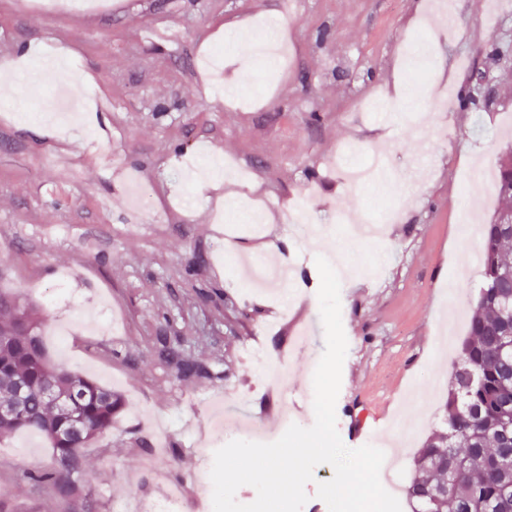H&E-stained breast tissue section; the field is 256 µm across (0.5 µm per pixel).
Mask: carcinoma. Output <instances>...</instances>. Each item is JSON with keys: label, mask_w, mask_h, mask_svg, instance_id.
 I'll return each mask as SVG.
<instances>
[{"label": "carcinoma", "mask_w": 512, "mask_h": 512, "mask_svg": "<svg viewBox=\"0 0 512 512\" xmlns=\"http://www.w3.org/2000/svg\"><path fill=\"white\" fill-rule=\"evenodd\" d=\"M498 199L512 202V160L502 156L494 182ZM483 284L462 343L459 365L448 382L446 428L430 435L413 456L406 489L413 512H512V299L498 293V274L512 269V224L482 225L478 257ZM45 313L0 292V403L21 400V414L0 419V434L29 431L44 436L53 453L25 472L36 485L60 496L76 495L74 475L89 447L122 408L120 395L88 376L49 362L42 341ZM159 355L184 379L207 378L208 368L158 337ZM74 392L70 405L53 404L45 391ZM80 420L83 430L73 431Z\"/></svg>", "instance_id": "1"}]
</instances>
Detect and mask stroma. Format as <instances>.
Returning <instances> with one entry per match:
<instances>
[{"instance_id": "1", "label": "stroma", "mask_w": 512, "mask_h": 512, "mask_svg": "<svg viewBox=\"0 0 512 512\" xmlns=\"http://www.w3.org/2000/svg\"><path fill=\"white\" fill-rule=\"evenodd\" d=\"M417 0H112L102 13L40 15L0 0V72L68 59L86 112L74 127L39 122V101L56 95L44 78L0 97V291L41 307L68 335L46 337L52 363L88 374L126 402L112 429L83 449L74 498L24 478L52 453L41 436L0 439V512H119L132 494L159 498L167 480L199 498L196 478L228 443L225 426L280 432L283 411L313 425V375L325 348L317 293L281 319L270 285H254L241 258L291 242L299 273L338 249L332 216L387 207L402 186L350 188L335 163L388 149L393 170L416 168L429 151L417 202L387 225L379 245L353 252L341 280L348 341L336 402L351 449L377 444L401 411L406 385L423 388L426 411L406 416L414 438L396 455L409 483L414 452L442 425L448 380L467 335L481 283L459 238L457 186L476 164H497L512 142V69L497 72V111H460L449 101L435 122L413 128L407 111L428 108L408 80L458 86L473 58L512 12L487 15V0H455L446 29ZM213 186L200 189L192 169ZM246 197L264 218L260 237L233 240L215 219L224 195ZM248 302L252 320L229 324L225 300ZM293 353L289 404L259 387L257 369L225 364L224 349ZM165 336L207 364L206 379H181L158 359ZM164 421V457L140 449Z\"/></svg>"}]
</instances>
